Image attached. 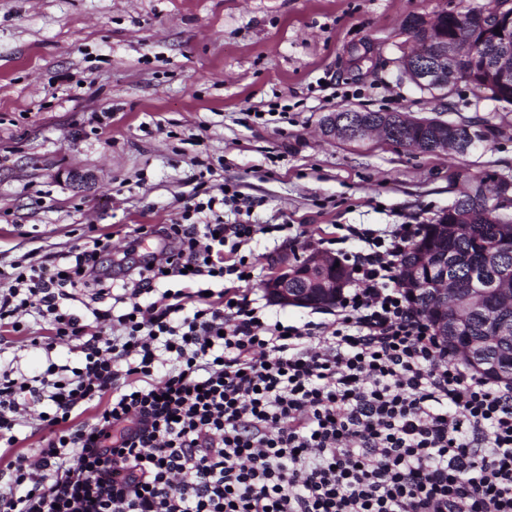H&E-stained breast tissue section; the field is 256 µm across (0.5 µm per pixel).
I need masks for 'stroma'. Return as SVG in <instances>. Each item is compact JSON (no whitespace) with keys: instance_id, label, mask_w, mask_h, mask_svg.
<instances>
[{"instance_id":"1","label":"stroma","mask_w":512,"mask_h":512,"mask_svg":"<svg viewBox=\"0 0 512 512\" xmlns=\"http://www.w3.org/2000/svg\"><path fill=\"white\" fill-rule=\"evenodd\" d=\"M486 0H0V260L169 224L197 184L233 183L247 211L224 221L283 224L243 246L241 293L267 317L262 284L283 251H336L337 227L431 224L469 176L512 179V105L457 83L444 96L398 76L404 21ZM367 48L354 61V48ZM352 107L492 134L465 155L420 154L368 136L326 139L323 115ZM108 113L95 127L92 113Z\"/></svg>"}]
</instances>
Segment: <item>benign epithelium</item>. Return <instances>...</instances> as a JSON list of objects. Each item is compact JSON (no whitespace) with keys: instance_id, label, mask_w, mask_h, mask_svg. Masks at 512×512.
Listing matches in <instances>:
<instances>
[{"instance_id":"1","label":"benign epithelium","mask_w":512,"mask_h":512,"mask_svg":"<svg viewBox=\"0 0 512 512\" xmlns=\"http://www.w3.org/2000/svg\"><path fill=\"white\" fill-rule=\"evenodd\" d=\"M455 16L471 18L479 26L494 34L486 42L475 36L440 38L435 35L432 20L423 18L421 35L425 37V48L418 55H405L398 61L403 78L413 84L430 86L447 92L460 80L475 84L471 65L483 62L480 76L481 90L491 94L512 85V0H488L484 6L455 11ZM358 124V115L353 108H342L329 114L323 121V129L330 136L341 133L345 136ZM309 268L321 272L313 288H290L288 280L293 276L288 266V254L283 253L271 260V275L264 283L265 291L284 306H301L318 298L327 302L336 301V255L322 250L308 254Z\"/></svg>"}]
</instances>
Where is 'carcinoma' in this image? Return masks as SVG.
I'll use <instances>...</instances> for the list:
<instances>
[{
  "label": "carcinoma",
  "mask_w": 512,
  "mask_h": 512,
  "mask_svg": "<svg viewBox=\"0 0 512 512\" xmlns=\"http://www.w3.org/2000/svg\"><path fill=\"white\" fill-rule=\"evenodd\" d=\"M464 19L451 14L438 18L439 34L451 37ZM394 145H414V151L435 153L439 139L448 138V153L464 155L488 141V131L480 120L437 121L435 127L411 125L399 130ZM512 182L491 175L469 179L448 210L433 224L425 225L422 237L414 242L402 260V284L411 290L436 335L448 348L457 350L456 336L474 339L486 336L487 323L497 320L489 308L469 314L468 324L459 330L454 311H440L436 284L448 274V287L457 305L466 303L471 292L482 291L492 299V281L512 285V197L502 186ZM504 337L490 346V352L477 356L469 365L492 380L512 383V314L501 319Z\"/></svg>",
  "instance_id": "carcinoma-1"
}]
</instances>
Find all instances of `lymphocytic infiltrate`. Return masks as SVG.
Wrapping results in <instances>:
<instances>
[{
	"instance_id": "obj_1",
	"label": "lymphocytic infiltrate",
	"mask_w": 512,
	"mask_h": 512,
	"mask_svg": "<svg viewBox=\"0 0 512 512\" xmlns=\"http://www.w3.org/2000/svg\"><path fill=\"white\" fill-rule=\"evenodd\" d=\"M240 202L154 228L171 249L119 283L93 235L0 267V328L43 318L45 350L81 354L0 368V447L43 414L39 448L0 471V512H512V385L460 361L402 287L420 225H347L355 286L334 320L280 326L231 288L241 246L271 231L225 223Z\"/></svg>"
}]
</instances>
